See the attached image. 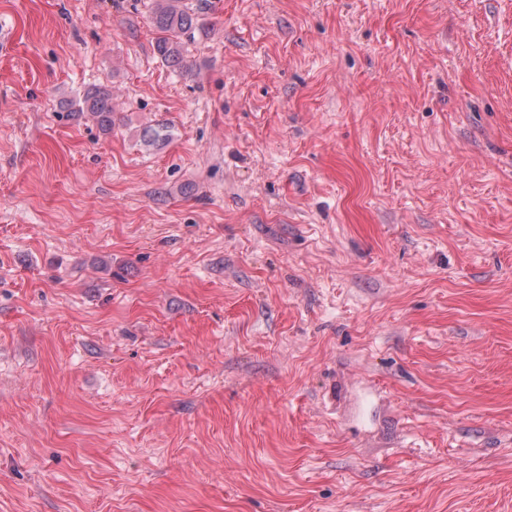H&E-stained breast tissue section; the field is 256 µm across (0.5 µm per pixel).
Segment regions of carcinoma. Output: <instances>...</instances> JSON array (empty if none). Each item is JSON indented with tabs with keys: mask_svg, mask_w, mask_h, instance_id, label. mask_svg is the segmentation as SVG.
Returning <instances> with one entry per match:
<instances>
[{
	"mask_svg": "<svg viewBox=\"0 0 512 512\" xmlns=\"http://www.w3.org/2000/svg\"><path fill=\"white\" fill-rule=\"evenodd\" d=\"M208 9L209 0H195L191 5L185 0H154L149 20L158 33L154 49L163 62L170 66L182 63L183 39L191 37L200 16ZM78 111L88 112L102 133L112 132V102L108 92L101 89L84 92Z\"/></svg>",
	"mask_w": 512,
	"mask_h": 512,
	"instance_id": "1",
	"label": "carcinoma"
}]
</instances>
